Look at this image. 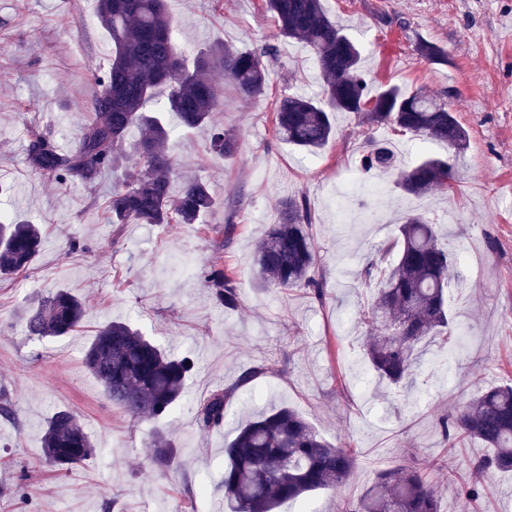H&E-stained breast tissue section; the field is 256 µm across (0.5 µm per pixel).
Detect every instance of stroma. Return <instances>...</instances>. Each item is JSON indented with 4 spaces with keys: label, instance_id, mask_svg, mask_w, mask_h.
<instances>
[{
    "label": "stroma",
    "instance_id": "35a3bbf8",
    "mask_svg": "<svg viewBox=\"0 0 512 512\" xmlns=\"http://www.w3.org/2000/svg\"><path fill=\"white\" fill-rule=\"evenodd\" d=\"M186 57L225 44L238 51L274 46L263 96L246 98L219 85L216 124L233 129L238 151L209 150L204 132L171 129L174 186L194 178L215 203L198 224H108L112 188L80 180L48 181L28 165L32 131L51 133L66 150L78 144L85 108L106 68L112 42L93 15V0H0V214L40 224L43 248L27 271L0 278V393L16 420L0 418V512H230L220 487L224 444L253 410L287 406L335 446L353 448L357 466L336 491H319L277 512H347L377 472L421 464L441 493V512H512V473L495 474L480 497L463 500L474 461L489 450L476 440L449 448L439 421L481 388L512 382V0H324L331 20L364 47L371 90L394 84L447 95L470 136L444 192L403 195L395 173L353 180L367 137L408 148L403 164L448 155L433 142L392 136L385 127L337 114L336 136L318 155L276 139L274 112L285 92H321L319 71L303 44L278 37L261 0H171ZM441 47L425 58L422 43ZM308 201L323 288L260 283L255 246L279 219L278 203ZM417 210L459 243L461 277L447 290L455 343L438 350L423 340L417 367L425 387L410 393L372 380L358 351L369 331L361 322L367 295L358 288L376 245ZM231 246H224L226 219ZM79 249H71V242ZM234 267L240 304L219 305L200 276L202 262ZM65 288L85 317L65 337L28 335L25 315ZM117 320L153 339L167 354L191 356L184 396L163 419L130 422L105 397L82 356L98 327ZM274 366L255 389L236 388L243 370ZM231 389L218 428L196 422L200 400ZM77 413L96 447L89 460L63 473L44 461L42 437L58 411ZM177 460L156 466L149 443L156 430Z\"/></svg>",
    "mask_w": 512,
    "mask_h": 512
}]
</instances>
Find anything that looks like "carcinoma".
Returning a JSON list of instances; mask_svg holds the SVG:
<instances>
[{
  "label": "carcinoma",
  "instance_id": "carcinoma-1",
  "mask_svg": "<svg viewBox=\"0 0 512 512\" xmlns=\"http://www.w3.org/2000/svg\"><path fill=\"white\" fill-rule=\"evenodd\" d=\"M278 25V35L305 45L313 53L322 92L319 96H282L274 118L275 135L297 149L316 154L335 136L333 112H354L370 125L392 128L413 139L441 142L457 154L469 146V134L444 96L421 89L388 85L371 96L361 69V51L342 28L331 21L322 0H265ZM100 25L112 41L107 67L95 76L98 91L87 107L78 146L61 149L47 133L33 132L27 162L35 172L58 183L74 178L89 187L98 184L125 147L128 130L136 125V163L123 184L112 188L105 202L111 224H196L214 205L207 185L184 181L172 193L174 160L165 150L170 139L160 117L149 110L161 87L166 105L182 127L204 129L210 149L226 156L236 152L238 136L211 116L219 105L217 75L241 95L255 98L266 85L273 47L240 53L229 47L199 52L189 66L180 50L174 20L166 0H95ZM366 172L399 170L397 187L421 197L444 190L453 179L449 160L430 156L400 168L398 154L387 140L367 141L361 160ZM399 235L387 240L363 269L364 285L380 279L368 310L367 323L383 333L366 344L365 358L379 378L398 385L416 384L414 352L420 340L439 335L449 340L445 288L455 262L433 225L417 213L408 214ZM42 247L35 224L0 220V275H13L30 266ZM255 260L261 282L284 290L304 288L323 295L315 278L311 214L302 198L281 205L280 220L258 242ZM206 287L220 305L239 304L232 268L206 263ZM84 317L82 302L58 290L30 312L26 327L32 336H66ZM84 362L100 382L105 396L132 420H158L169 415L180 398L190 370L189 358H172L123 322L100 327L85 351ZM272 370L264 360L242 372L236 387L216 391L199 401L196 420L203 428L224 423L226 401L235 388L249 386ZM447 439L464 436L492 451L473 464V480L463 498L480 496L495 471L512 470V385L490 387L454 416L441 421ZM84 424L70 411H59L43 434L47 464L68 470L94 455ZM226 466L221 487L232 512H275L280 504L306 494L342 485L357 464L349 448L327 443L295 410L283 406L261 412L237 429L224 448ZM153 459L161 467L173 462L163 435H155ZM348 512H440L439 490L418 469L399 465L382 470Z\"/></svg>",
  "mask_w": 512,
  "mask_h": 512
}]
</instances>
